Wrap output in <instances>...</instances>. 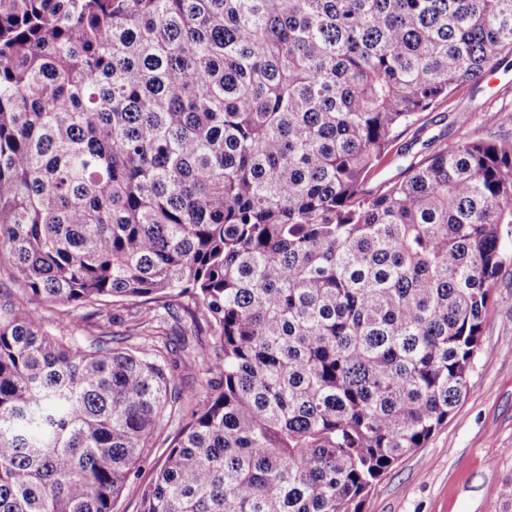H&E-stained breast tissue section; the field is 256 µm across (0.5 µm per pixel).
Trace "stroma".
Segmentation results:
<instances>
[{
  "label": "stroma",
  "mask_w": 512,
  "mask_h": 512,
  "mask_svg": "<svg viewBox=\"0 0 512 512\" xmlns=\"http://www.w3.org/2000/svg\"><path fill=\"white\" fill-rule=\"evenodd\" d=\"M466 114L465 125L454 122ZM463 137L512 139V67L500 69L479 87L467 86L410 128L399 130L394 147L373 176L398 178L432 140ZM493 293V312L483 327V344L470 374L466 395L424 447L403 457L375 486L366 512H512V235ZM134 305L119 308V320L94 315L75 322L70 308H43L44 326L55 335L80 341L120 336Z\"/></svg>",
  "instance_id": "stroma-1"
}]
</instances>
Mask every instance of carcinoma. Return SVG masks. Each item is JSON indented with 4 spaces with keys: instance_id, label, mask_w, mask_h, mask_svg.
Wrapping results in <instances>:
<instances>
[{
    "instance_id": "1",
    "label": "carcinoma",
    "mask_w": 512,
    "mask_h": 512,
    "mask_svg": "<svg viewBox=\"0 0 512 512\" xmlns=\"http://www.w3.org/2000/svg\"><path fill=\"white\" fill-rule=\"evenodd\" d=\"M511 56L512 0H0V512H364L467 393L512 141L371 179ZM125 301L141 346L43 327ZM191 330H193V324L191 321V317L186 313L180 310L179 320L175 322L169 319L168 323L162 324L161 328L156 329L158 334H155L153 344L158 346H163L164 343L168 342L175 335L183 332L185 333L190 340H192Z\"/></svg>"
}]
</instances>
